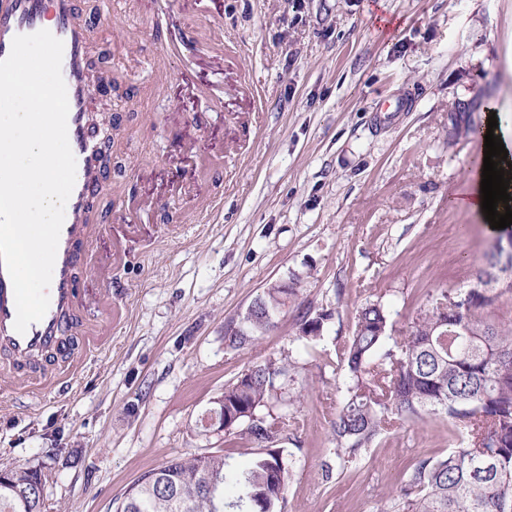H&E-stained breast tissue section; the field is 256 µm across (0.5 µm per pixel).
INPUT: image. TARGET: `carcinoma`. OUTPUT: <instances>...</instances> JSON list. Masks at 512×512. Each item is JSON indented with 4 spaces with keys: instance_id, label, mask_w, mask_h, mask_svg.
<instances>
[{
    "instance_id": "cac0c4a2",
    "label": "carcinoma",
    "mask_w": 512,
    "mask_h": 512,
    "mask_svg": "<svg viewBox=\"0 0 512 512\" xmlns=\"http://www.w3.org/2000/svg\"><path fill=\"white\" fill-rule=\"evenodd\" d=\"M503 251L486 254L477 279L507 269ZM295 296L275 282L240 322L235 347L253 344ZM494 300L477 284L444 291L419 310L405 331L392 336L390 313L380 302L356 310L351 336L338 345L348 374L346 398L332 421L336 457L355 464L379 436L423 415L445 416L464 427L458 446L418 461L386 512H512V322L495 321ZM321 313L299 324L297 340L321 338ZM259 374L224 388L217 408L244 439L242 413L282 399L292 367L288 356L256 363ZM240 469L220 452L177 456L144 473L124 492L116 512H278L294 460L281 448H253ZM36 467L0 470V512H46Z\"/></svg>"
}]
</instances>
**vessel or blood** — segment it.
<instances>
[{"label":"vessel or blood","instance_id":"obj_1","mask_svg":"<svg viewBox=\"0 0 512 512\" xmlns=\"http://www.w3.org/2000/svg\"><path fill=\"white\" fill-rule=\"evenodd\" d=\"M48 30L64 44L61 72L67 89L68 142L76 160V179L65 206L52 280L49 308L25 333L14 328L16 306L12 281L0 267V348L13 367L0 390L15 389L29 396L71 388L86 364V355L106 347L110 338L96 326L75 324L78 269L94 233L87 222L101 187L94 155L96 134L88 119L92 100L89 59L92 31L78 20L75 0H0V60L11 51L15 36Z\"/></svg>","mask_w":512,"mask_h":512}]
</instances>
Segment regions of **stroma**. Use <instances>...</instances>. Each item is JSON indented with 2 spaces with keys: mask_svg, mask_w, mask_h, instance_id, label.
<instances>
[{
  "mask_svg": "<svg viewBox=\"0 0 512 512\" xmlns=\"http://www.w3.org/2000/svg\"><path fill=\"white\" fill-rule=\"evenodd\" d=\"M179 58L159 43L200 0H77L105 18L93 58L134 100L89 215L100 232L79 270L83 319L104 323L100 255L127 311L73 390L0 398V469L38 467L48 512H115L145 472L190 453L246 459L247 441L199 425L248 366L290 357L288 426L273 441L295 466L282 512H381L420 459L462 428L423 416L341 468L331 422L347 375L336 343L378 301L395 331L427 300L470 288L495 241L455 206L482 147L468 134L497 108L512 127V0H217ZM410 100L395 121L384 102ZM297 294L252 345L229 336L264 288ZM323 337L298 341L302 317Z\"/></svg>",
  "mask_w": 512,
  "mask_h": 512,
  "instance_id": "1",
  "label": "stroma"
}]
</instances>
